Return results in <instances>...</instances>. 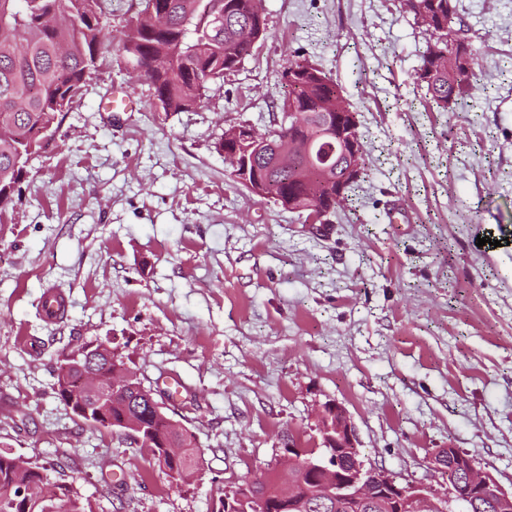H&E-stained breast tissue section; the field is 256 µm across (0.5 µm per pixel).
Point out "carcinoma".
Wrapping results in <instances>:
<instances>
[{"label":"carcinoma","instance_id":"cac0c4a2","mask_svg":"<svg viewBox=\"0 0 512 512\" xmlns=\"http://www.w3.org/2000/svg\"><path fill=\"white\" fill-rule=\"evenodd\" d=\"M141 5L125 20L120 57L128 68L147 69L153 96L167 116L199 105L210 85L236 71L251 54L252 46L238 41L241 26L253 27L258 40L267 35L266 18L256 0H228L219 24L202 19L200 0H141ZM412 13L434 44L416 72V84L437 108L452 111L470 91L476 53L468 50L469 61L451 70L439 68L432 55L448 52L451 32L466 36L470 28L458 16L456 0H414ZM110 26L112 0H0V211L14 203L17 185L27 175L26 161L42 148L38 132L57 128L81 100L97 71L101 40ZM289 67L299 70V78L286 84L282 109L286 112L296 106L304 125L233 147L267 179L266 191L275 203L301 213L323 200L347 158L339 148L329 171L316 172V183L323 185L317 193L304 188L296 168L276 165V155L283 151L306 164L300 147L317 136L323 125L315 104L330 99L337 112H351L353 106L339 83L314 63L294 61ZM130 415L146 424L157 442L178 439L180 458L173 464L155 457L158 468L184 469L200 459L194 435L172 430L155 417L148 399L132 390L112 404L114 421ZM26 465L20 456L0 453V487L13 482L40 486L42 477ZM287 485L288 480L271 467L262 478L247 484L242 494L270 501ZM35 512H92V508L65 493L38 504Z\"/></svg>","mask_w":512,"mask_h":512}]
</instances>
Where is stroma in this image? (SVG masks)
<instances>
[{"label": "stroma", "mask_w": 512, "mask_h": 512, "mask_svg": "<svg viewBox=\"0 0 512 512\" xmlns=\"http://www.w3.org/2000/svg\"><path fill=\"white\" fill-rule=\"evenodd\" d=\"M128 4L112 0L97 74L0 213V452L75 483L93 512H218L282 435L320 447L338 402L361 459L399 484L446 496L435 458L456 448L511 489L512 0H456L478 66L454 111L415 85L428 37L400 0H263L266 38L170 116L117 51ZM303 58L343 87L364 145L327 236L215 149L230 126L276 128ZM119 90L131 105L108 111ZM490 230L508 245L478 246ZM89 342L155 390L179 381L166 405L196 437L194 478L172 482L58 399V364Z\"/></svg>", "instance_id": "obj_1"}]
</instances>
